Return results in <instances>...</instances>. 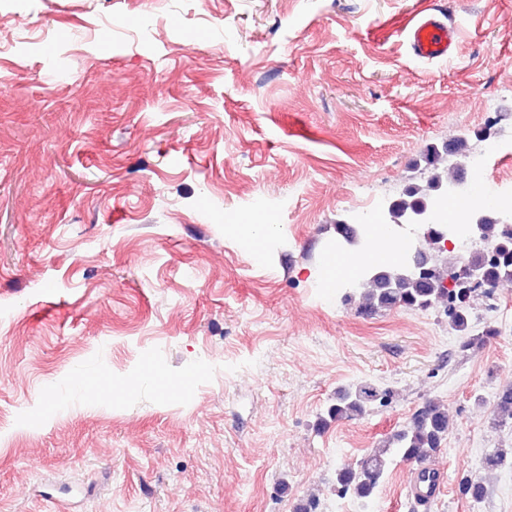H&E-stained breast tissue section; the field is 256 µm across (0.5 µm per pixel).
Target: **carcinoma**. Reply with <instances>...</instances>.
<instances>
[{
    "instance_id": "carcinoma-1",
    "label": "carcinoma",
    "mask_w": 512,
    "mask_h": 512,
    "mask_svg": "<svg viewBox=\"0 0 512 512\" xmlns=\"http://www.w3.org/2000/svg\"><path fill=\"white\" fill-rule=\"evenodd\" d=\"M442 186V177L436 173L425 188H411L386 205L385 223L401 227L415 225L423 230L429 250L442 252L444 241L454 237V229L442 221V198L433 192ZM506 220L474 212L470 227L477 239L490 243L494 257L488 262L483 252L475 250L458 265L448 266V259H438L430 269L421 272L411 260L399 267L366 269L352 282H343L348 291L343 295L347 304H357L359 313L372 315L381 310L404 307L426 310L441 299L446 301L448 324L460 338L459 348L468 351L483 345L496 335L488 326L478 332L471 325L470 308L477 291L501 281H512V236H500V225ZM477 270L481 283L474 286L466 280L464 271ZM389 391L364 380L348 389L336 391V397L318 417L322 429L333 421L351 419L365 414L372 406L387 403ZM495 408L500 422L512 420V385L502 388L496 397ZM448 411L435 402H429L413 419L391 434L386 445L376 448L360 460L345 464L336 470V493L367 500L378 485L394 458L424 463L440 451L448 439ZM511 457L512 448H496L483 459V467L494 471Z\"/></svg>"
}]
</instances>
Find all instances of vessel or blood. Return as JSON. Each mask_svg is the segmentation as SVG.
<instances>
[{
	"instance_id": "obj_1",
	"label": "vessel or blood",
	"mask_w": 512,
	"mask_h": 512,
	"mask_svg": "<svg viewBox=\"0 0 512 512\" xmlns=\"http://www.w3.org/2000/svg\"><path fill=\"white\" fill-rule=\"evenodd\" d=\"M462 30L456 20L447 19L445 13L428 7L410 17L403 27L404 39L415 59L440 62L451 59L456 41ZM441 482L423 480L420 471H413L410 483L412 498L433 501L441 490Z\"/></svg>"
}]
</instances>
